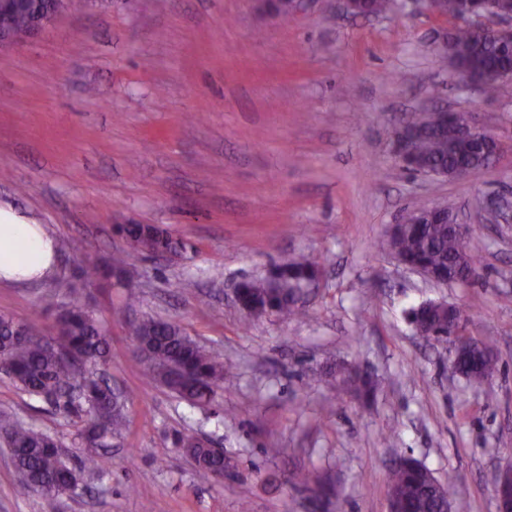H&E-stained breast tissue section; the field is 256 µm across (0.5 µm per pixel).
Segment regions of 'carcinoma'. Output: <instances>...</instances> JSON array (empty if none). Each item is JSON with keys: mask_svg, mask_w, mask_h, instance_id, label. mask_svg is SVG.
Wrapping results in <instances>:
<instances>
[{"mask_svg": "<svg viewBox=\"0 0 512 512\" xmlns=\"http://www.w3.org/2000/svg\"><path fill=\"white\" fill-rule=\"evenodd\" d=\"M58 0H24L22 4L0 6V30L23 31L36 15L55 11ZM458 54L467 62L493 69L501 53L488 39L463 27L454 34ZM408 125L424 129L415 149L421 168L446 169L450 172L478 166L484 159L460 141L453 126L435 122L424 127L420 113L412 112ZM122 233L129 245L162 256L179 255L186 244L156 224H125ZM405 262L431 268L455 277L460 267L478 276V264L461 254L456 238L448 234L446 224H418L382 242ZM316 261L295 258L276 265L274 277L267 275L243 282L239 300L250 309L249 315L278 313L284 317L301 314L300 297L319 274ZM89 283H122L126 278V260L112 255L103 263H89L81 268ZM409 320L424 331L423 339L433 343L448 341V334L465 322L462 312L450 305H421L409 312ZM136 345L137 357L146 375L165 386L190 405L211 403L224 382V359L202 348L182 327L153 316L134 318L127 323ZM110 355L107 332L96 314L73 298L58 315L55 335L47 337L31 320L0 313V373L5 374L23 392L50 407L84 418L77 433L81 445L105 448L112 436L127 423L128 392L116 393L97 376V367ZM458 371L473 383H482L496 372V360L488 341H472V348L456 361ZM351 391L367 399L376 389V381L355 367L345 378ZM0 437L11 449L13 463L22 481L42 497L45 512H56L57 500L74 493L81 481V470L70 466L59 452L58 440L47 432L0 411ZM175 444L196 463L200 471L213 479L224 477V451L193 433H179ZM435 477L424 465L403 458L390 471L388 494L397 498L402 512H436L439 508Z\"/></svg>", "mask_w": 512, "mask_h": 512, "instance_id": "1", "label": "carcinoma"}]
</instances>
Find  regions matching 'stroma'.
<instances>
[{"mask_svg": "<svg viewBox=\"0 0 512 512\" xmlns=\"http://www.w3.org/2000/svg\"><path fill=\"white\" fill-rule=\"evenodd\" d=\"M457 26L422 0L380 17L314 0L288 18L261 0H95L0 51V208L61 244L59 277L1 287L0 312L50 335L44 296L89 304L110 339L103 372L132 397L111 468L84 473L57 512H244V501L245 512H387L388 474L404 457L450 483L453 512H499L494 479L512 461V222L486 201L512 198V80L488 97L443 62ZM432 103L471 113L498 140L488 167L448 181L396 160L406 113ZM425 203L471 225L478 280L435 283L378 249ZM131 221L190 248L177 259L128 250L115 227ZM119 250L130 288L81 278ZM299 254L322 267L301 315L246 316L237 285ZM131 293L137 312L223 356L210 405L144 377L123 322ZM428 301L463 310L472 339L494 337L490 382L453 375L452 343L416 335L409 312ZM353 365L378 379L372 403L341 380ZM0 410L55 436L72 465L87 456L80 418L3 376ZM178 431L223 449V482L175 447ZM271 473L279 487L266 485ZM0 512H43L1 446Z\"/></svg>", "mask_w": 512, "mask_h": 512, "instance_id": "1", "label": "stroma"}]
</instances>
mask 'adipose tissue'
<instances>
[{"label":"adipose tissue","mask_w":512,"mask_h":512,"mask_svg":"<svg viewBox=\"0 0 512 512\" xmlns=\"http://www.w3.org/2000/svg\"><path fill=\"white\" fill-rule=\"evenodd\" d=\"M57 253L58 241L44 225L22 216H0V286L51 278Z\"/></svg>","instance_id":"adipose-tissue-1"}]
</instances>
